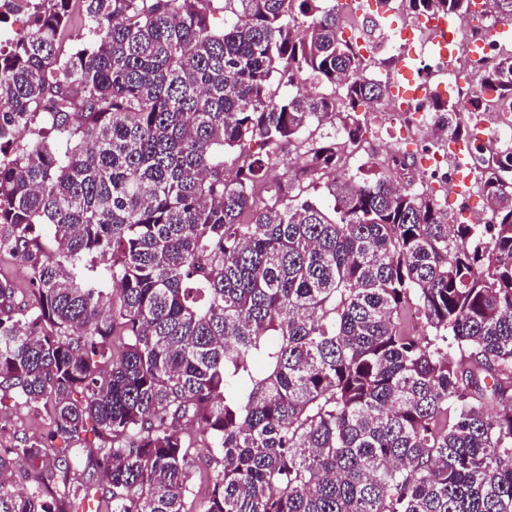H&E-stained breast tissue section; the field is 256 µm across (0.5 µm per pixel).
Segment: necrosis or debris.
Segmentation results:
<instances>
[{"mask_svg":"<svg viewBox=\"0 0 512 512\" xmlns=\"http://www.w3.org/2000/svg\"><path fill=\"white\" fill-rule=\"evenodd\" d=\"M343 26L360 57L386 54L406 60L407 71L382 70L373 80L385 96L368 114L370 145L343 147L344 171L378 164L389 177L430 192L449 214L478 198L474 172L479 156L494 154L512 169V101L481 84L480 60L512 55L491 0H475L483 22L458 18L445 48L434 47L432 14L401 13L397 0H344ZM448 94L457 107L462 135L448 134V115L431 109L432 95Z\"/></svg>","mask_w":512,"mask_h":512,"instance_id":"obj_1","label":"necrosis or debris"}]
</instances>
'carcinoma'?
Here are the masks:
<instances>
[{
    "mask_svg": "<svg viewBox=\"0 0 512 512\" xmlns=\"http://www.w3.org/2000/svg\"><path fill=\"white\" fill-rule=\"evenodd\" d=\"M14 8L0 254L34 300L0 280V395L50 429L0 447V512H188L196 443L204 512H512V175L484 166L485 227L323 180L383 96L336 0ZM480 78L512 97V59ZM286 147L305 162L271 182ZM23 265L16 258L8 254L0 255V278L6 277L16 283L18 288L21 289L22 294H17V302L23 304H31L32 296L26 287L28 276L22 273ZM192 449L195 463L189 473V483L193 489V495L188 501L189 512H203L207 498L211 490V471L207 465V457L203 448Z\"/></svg>",
    "mask_w": 512,
    "mask_h": 512,
    "instance_id": "cac0c4a2",
    "label": "carcinoma"
}]
</instances>
